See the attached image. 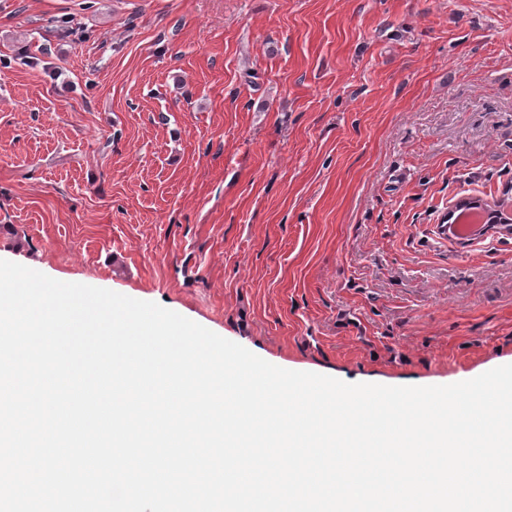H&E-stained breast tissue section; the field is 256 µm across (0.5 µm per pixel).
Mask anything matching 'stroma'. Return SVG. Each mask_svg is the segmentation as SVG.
Here are the masks:
<instances>
[{
	"label": "stroma",
	"mask_w": 512,
	"mask_h": 512,
	"mask_svg": "<svg viewBox=\"0 0 512 512\" xmlns=\"http://www.w3.org/2000/svg\"><path fill=\"white\" fill-rule=\"evenodd\" d=\"M512 0H0V259L278 367L512 364ZM479 213L482 216L480 224H459L460 218L469 213ZM453 222L450 225L451 233L449 235L459 238H471L476 237L486 227V213L481 207H462L458 210L457 215L454 217Z\"/></svg>",
	"instance_id": "1"
}]
</instances>
